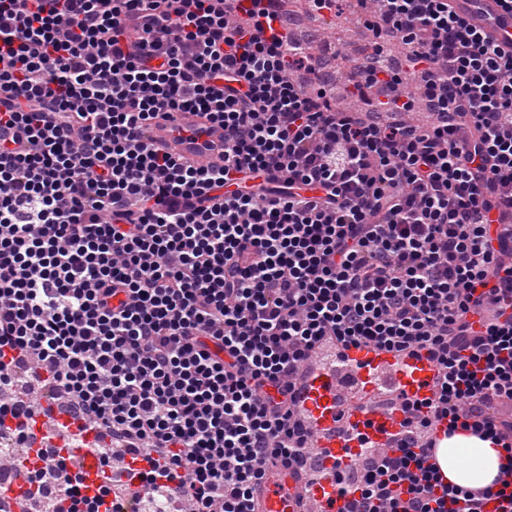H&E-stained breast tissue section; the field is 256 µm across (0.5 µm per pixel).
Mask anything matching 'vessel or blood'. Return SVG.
<instances>
[{
  "instance_id": "vessel-or-blood-1",
  "label": "vessel or blood",
  "mask_w": 512,
  "mask_h": 512,
  "mask_svg": "<svg viewBox=\"0 0 512 512\" xmlns=\"http://www.w3.org/2000/svg\"><path fill=\"white\" fill-rule=\"evenodd\" d=\"M453 10L483 30L502 50L512 51V10L501 0H450ZM150 139L168 152L196 162L224 153V129L197 112H172L155 119ZM436 370L426 351L398 357L369 345L337 352L324 365L310 367L299 382L300 411L309 432L310 454L317 479L303 482L298 467L268 466L255 494L256 512H336L341 478L362 457L393 448L402 438L407 400L432 396ZM31 447L49 438L89 487L101 482L100 463L92 450L94 433H79L67 416L29 422ZM80 441H71V434ZM32 488L27 466L10 469L0 481V512H21Z\"/></svg>"
}]
</instances>
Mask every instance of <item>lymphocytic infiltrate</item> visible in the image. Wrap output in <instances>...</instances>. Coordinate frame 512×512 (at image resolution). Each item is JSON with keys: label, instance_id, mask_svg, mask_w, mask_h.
<instances>
[{"label": "lymphocytic infiltrate", "instance_id": "1", "mask_svg": "<svg viewBox=\"0 0 512 512\" xmlns=\"http://www.w3.org/2000/svg\"><path fill=\"white\" fill-rule=\"evenodd\" d=\"M370 1L349 112L283 0H0V350L101 456L164 455L148 496L254 512L267 464L303 459L294 374L328 342L427 350L417 425L512 454V53L449 0ZM179 111L223 126V165L146 139ZM497 482L437 489L405 444L339 512H512Z\"/></svg>", "mask_w": 512, "mask_h": 512}]
</instances>
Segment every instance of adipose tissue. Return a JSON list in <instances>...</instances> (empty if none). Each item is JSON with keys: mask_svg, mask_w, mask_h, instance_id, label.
<instances>
[{"mask_svg": "<svg viewBox=\"0 0 512 512\" xmlns=\"http://www.w3.org/2000/svg\"><path fill=\"white\" fill-rule=\"evenodd\" d=\"M437 457L448 481L468 488L493 485L507 461L504 449L492 440L462 430L441 441Z\"/></svg>", "mask_w": 512, "mask_h": 512, "instance_id": "obj_1", "label": "adipose tissue"}]
</instances>
